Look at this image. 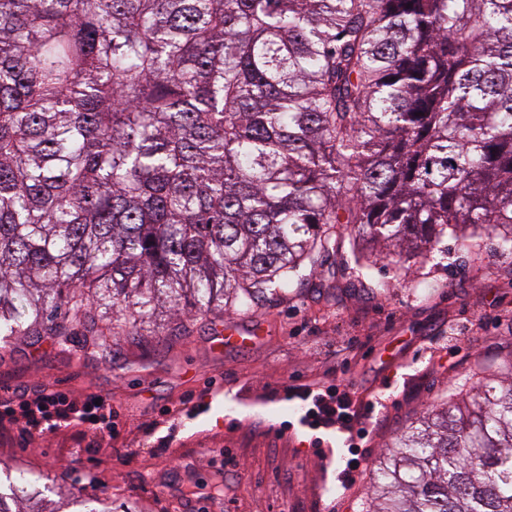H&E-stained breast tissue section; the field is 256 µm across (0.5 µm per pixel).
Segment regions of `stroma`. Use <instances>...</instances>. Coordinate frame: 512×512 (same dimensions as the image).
Instances as JSON below:
<instances>
[{
  "mask_svg": "<svg viewBox=\"0 0 512 512\" xmlns=\"http://www.w3.org/2000/svg\"><path fill=\"white\" fill-rule=\"evenodd\" d=\"M447 246L406 274L384 260L361 276L320 257L295 292L241 317L260 330L244 350L219 346L221 317L107 353L46 336L0 346V386L46 381L118 412L110 431L0 433V472L24 469L29 491L52 503L73 492L116 508L176 512L185 499L217 512L213 461L226 452L230 512H363L385 446L479 361L512 354V257L488 242ZM307 387L353 392L349 428L311 429Z\"/></svg>",
  "mask_w": 512,
  "mask_h": 512,
  "instance_id": "obj_1",
  "label": "stroma"
}]
</instances>
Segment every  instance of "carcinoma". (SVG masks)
Segmentation results:
<instances>
[{
  "label": "carcinoma",
  "mask_w": 512,
  "mask_h": 512,
  "mask_svg": "<svg viewBox=\"0 0 512 512\" xmlns=\"http://www.w3.org/2000/svg\"><path fill=\"white\" fill-rule=\"evenodd\" d=\"M353 237L512 255V0H0V340L246 314ZM21 473L0 512L46 510ZM365 512H512V358L386 445Z\"/></svg>",
  "instance_id": "cac0c4a2"
}]
</instances>
